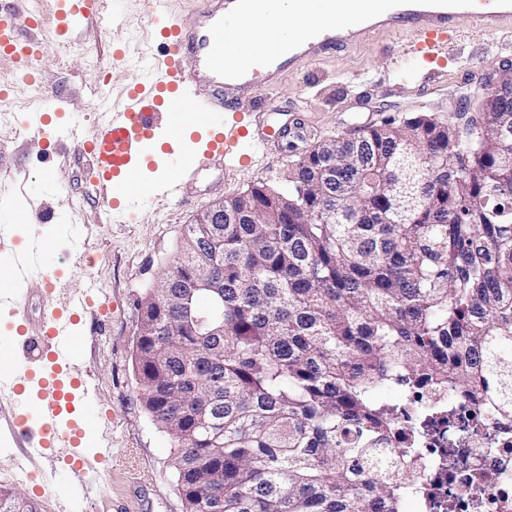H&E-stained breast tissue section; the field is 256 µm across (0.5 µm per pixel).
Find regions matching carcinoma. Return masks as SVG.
Returning <instances> with one entry per match:
<instances>
[{
	"label": "carcinoma",
	"mask_w": 512,
	"mask_h": 512,
	"mask_svg": "<svg viewBox=\"0 0 512 512\" xmlns=\"http://www.w3.org/2000/svg\"><path fill=\"white\" fill-rule=\"evenodd\" d=\"M484 111L321 143L288 188L255 186L224 201V223L187 226L135 349L185 512H401L410 474L385 388L488 395L512 416V73ZM202 275L224 287L201 295ZM207 308L224 335L190 326ZM0 496V512H37Z\"/></svg>",
	"instance_id": "cac0c4a2"
}]
</instances>
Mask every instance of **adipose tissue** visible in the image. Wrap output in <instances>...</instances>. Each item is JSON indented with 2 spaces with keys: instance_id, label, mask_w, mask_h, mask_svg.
<instances>
[{
  "instance_id": "adipose-tissue-1",
  "label": "adipose tissue",
  "mask_w": 512,
  "mask_h": 512,
  "mask_svg": "<svg viewBox=\"0 0 512 512\" xmlns=\"http://www.w3.org/2000/svg\"><path fill=\"white\" fill-rule=\"evenodd\" d=\"M320 23V15L306 10L301 0H261L259 8L239 15L236 46L245 50L261 41L272 48H285Z\"/></svg>"
}]
</instances>
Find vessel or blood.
Returning <instances> with one entry per match:
<instances>
[{"label":"vessel or blood","instance_id":"obj_1","mask_svg":"<svg viewBox=\"0 0 512 512\" xmlns=\"http://www.w3.org/2000/svg\"><path fill=\"white\" fill-rule=\"evenodd\" d=\"M308 8L325 18L320 29L306 31L291 43L287 53L268 56L255 51L236 66H229L231 47L227 22L241 14L250 0H202L193 23L185 25L167 15L166 0H157L159 14L166 21L161 28L162 52L156 56L153 75L131 90L122 108L103 112L99 130L85 138L79 124L69 127L71 147L88 149L94 160L95 194L112 204V216L123 220L113 201L142 193L149 198L170 202L184 196L185 175L215 162L245 163L255 153L279 137L283 129L276 123L277 109L272 99L254 105L261 124L258 132L227 122L225 113L236 111L248 92L262 87L274 91L283 71L296 60H314L327 51L356 44L369 30L413 28L425 56L442 55L448 39L457 34L461 20H469L482 34H494L512 25V0H374L368 14L338 18L341 0H305ZM24 0H0V56L32 61L44 49L33 34L39 22L30 19V33H23L20 17ZM92 14L88 0H68L62 27L71 37H79L81 24ZM205 112L213 134L203 151L189 149L178 138L168 143L178 159V173L160 185L143 186L137 177V163L155 144L157 131L176 127L182 118ZM12 287L0 290V307L19 303L32 294L51 297L54 284L50 268H29L28 255L12 253ZM97 291L85 288L72 294L63 306L51 307L39 329L18 325L0 356L14 359L11 369H0V395H21L27 384H36L39 400L32 410L16 411L0 403V447L17 453L29 462L61 447H77L85 429L80 418H69L75 391L82 381L74 374L82 348L72 328V315L84 311ZM71 467L82 479L74 499L104 503L102 471L75 455Z\"/></svg>","mask_w":512,"mask_h":512}]
</instances>
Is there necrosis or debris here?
<instances>
[{
    "label": "necrosis or debris",
    "mask_w": 512,
    "mask_h": 512,
    "mask_svg": "<svg viewBox=\"0 0 512 512\" xmlns=\"http://www.w3.org/2000/svg\"><path fill=\"white\" fill-rule=\"evenodd\" d=\"M396 421L415 443L406 493L416 512H512V420L491 402L415 388Z\"/></svg>",
    "instance_id": "obj_1"
}]
</instances>
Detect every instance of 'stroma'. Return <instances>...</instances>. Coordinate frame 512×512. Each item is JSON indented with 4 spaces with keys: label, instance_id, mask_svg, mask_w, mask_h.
<instances>
[{
    "label": "stroma",
    "instance_id": "stroma-1",
    "mask_svg": "<svg viewBox=\"0 0 512 512\" xmlns=\"http://www.w3.org/2000/svg\"><path fill=\"white\" fill-rule=\"evenodd\" d=\"M35 2L47 49L31 73L58 115L43 124L41 110L17 91L19 69L0 58V115L10 120L0 131V168L7 172L0 185V236L23 248L49 242L58 287L78 291L92 283L99 288L75 325L84 345L77 373L94 387L80 409L89 423L82 447L90 455L104 444L111 449L105 481L114 500L133 510L143 503L146 512H185L171 441L137 397L134 366L139 304L179 255L186 225L198 212L251 186L284 187L287 170L320 143L417 113L447 121L483 77L512 63V29L486 36L462 21L446 58L437 64L421 59L414 33L403 28L377 31L351 48L299 62L283 72L274 101L280 122L301 124L302 135L271 144L249 166L202 171L186 185L181 205L130 202L118 224L111 207L85 190L91 155L70 147L65 134L77 121L85 136H95L102 112L150 78L145 51L159 32L151 22L152 0H102L77 39L57 29L54 14L61 0ZM116 17L123 21L118 29L112 26ZM21 194L29 210L12 206V198ZM36 211L62 221L38 223L32 217ZM52 465V474L36 470L21 481L14 459L0 453V488L29 496L43 488L38 512H64L72 505L66 491L78 478L65 453H53Z\"/></svg>",
    "mask_w": 512,
    "mask_h": 512
}]
</instances>
